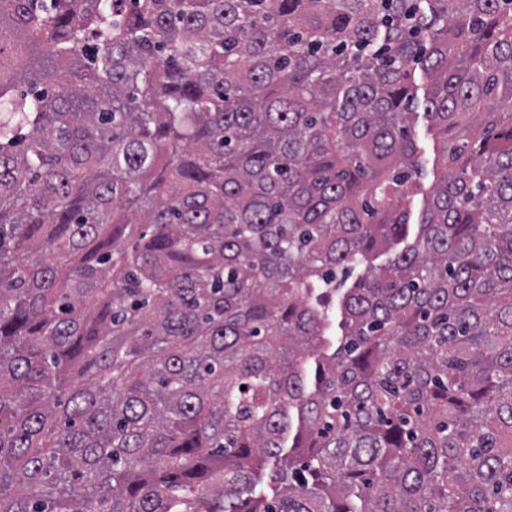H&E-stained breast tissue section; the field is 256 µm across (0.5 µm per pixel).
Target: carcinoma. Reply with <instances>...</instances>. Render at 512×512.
Returning <instances> with one entry per match:
<instances>
[{
  "label": "carcinoma",
  "mask_w": 512,
  "mask_h": 512,
  "mask_svg": "<svg viewBox=\"0 0 512 512\" xmlns=\"http://www.w3.org/2000/svg\"><path fill=\"white\" fill-rule=\"evenodd\" d=\"M0 512H512V0H0ZM416 80L418 84H424V86H421V89L419 90V101L420 104L415 109V112H418L416 123H415V135L417 139V143L419 147L421 148L420 156L423 158L424 162V170L427 175V179L432 177V159L429 156L428 146L429 142L431 141V136L429 132V123L427 118L424 116L423 112V96L426 92V89L424 87L427 85V82L421 78V73L419 71V68H416Z\"/></svg>",
  "instance_id": "1"
}]
</instances>
